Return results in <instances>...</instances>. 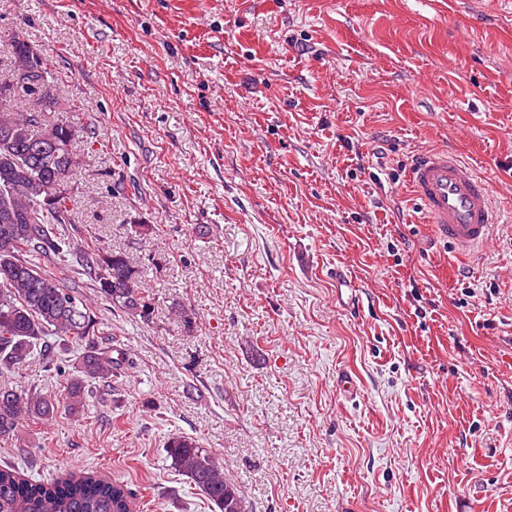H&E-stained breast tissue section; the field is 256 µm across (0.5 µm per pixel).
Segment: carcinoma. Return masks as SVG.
<instances>
[{
	"mask_svg": "<svg viewBox=\"0 0 512 512\" xmlns=\"http://www.w3.org/2000/svg\"><path fill=\"white\" fill-rule=\"evenodd\" d=\"M30 47L22 34L10 37V74L0 78V217L12 216L7 224L0 221V364L13 370L29 366L34 341L45 333L82 339L95 335L98 326L93 310L68 279L26 259L34 252L60 251L53 225L70 222L78 166L72 146L83 132L67 118L46 116L56 109V88L43 54L30 53ZM18 100H32L37 108L19 112L13 108ZM61 172L70 195L52 205L47 200L55 194ZM82 257L104 299L133 317H150L142 271L124 253L89 245ZM118 367L108 352L90 348L75 373L65 378L69 413L80 414L85 389L111 381ZM55 408L57 401L50 395L1 388L0 435L14 432L26 419L52 415ZM166 453L173 468L189 476L219 512H236L234 505L247 504L240 487L224 476L219 459L194 438L173 435ZM130 503L122 482L95 471L44 484L11 467L0 468V512H129Z\"/></svg>",
	"mask_w": 512,
	"mask_h": 512,
	"instance_id": "obj_1",
	"label": "carcinoma"
}]
</instances>
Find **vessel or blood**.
Masks as SVG:
<instances>
[{
	"mask_svg": "<svg viewBox=\"0 0 512 512\" xmlns=\"http://www.w3.org/2000/svg\"><path fill=\"white\" fill-rule=\"evenodd\" d=\"M412 192L435 234L462 256L481 251L495 211L488 182L452 152L431 150L410 165Z\"/></svg>",
	"mask_w": 512,
	"mask_h": 512,
	"instance_id": "vessel-or-blood-1",
	"label": "vessel or blood"
}]
</instances>
